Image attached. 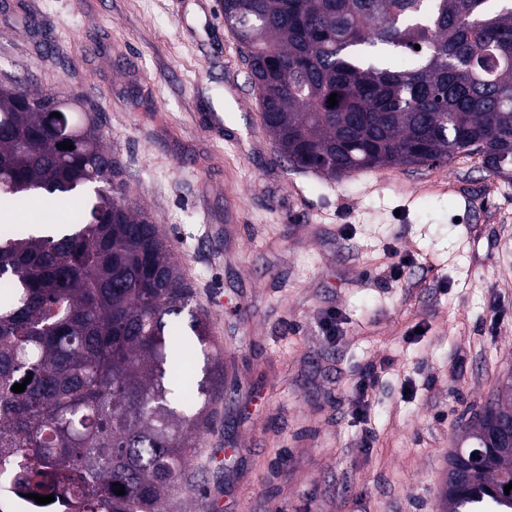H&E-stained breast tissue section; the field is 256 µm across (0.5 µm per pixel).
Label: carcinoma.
<instances>
[{
    "label": "carcinoma",
    "mask_w": 512,
    "mask_h": 512,
    "mask_svg": "<svg viewBox=\"0 0 512 512\" xmlns=\"http://www.w3.org/2000/svg\"><path fill=\"white\" fill-rule=\"evenodd\" d=\"M222 14L277 157L336 178L476 154L512 181V0H223ZM33 97L0 82V204L71 201L83 221L0 234V478L22 498L71 486L59 512H172L223 383L208 315L120 164L102 167L98 123ZM510 483L512 376L448 454L443 512H512Z\"/></svg>",
    "instance_id": "cac0c4a2"
}]
</instances>
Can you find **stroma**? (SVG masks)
Here are the masks:
<instances>
[{
	"mask_svg": "<svg viewBox=\"0 0 512 512\" xmlns=\"http://www.w3.org/2000/svg\"><path fill=\"white\" fill-rule=\"evenodd\" d=\"M1 74L78 98L209 316L223 387L188 512H440L461 425L512 375V182L464 154L337 179L277 161L219 0H0ZM378 377L377 368L372 365L361 372L360 377L354 384L355 398L352 403V415L360 424L367 421Z\"/></svg>",
	"mask_w": 512,
	"mask_h": 512,
	"instance_id": "1",
	"label": "stroma"
}]
</instances>
